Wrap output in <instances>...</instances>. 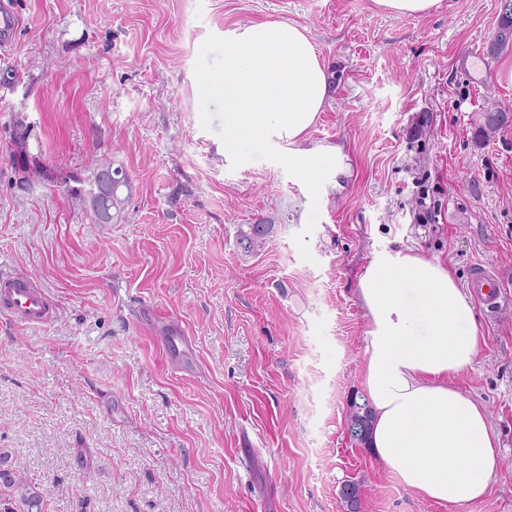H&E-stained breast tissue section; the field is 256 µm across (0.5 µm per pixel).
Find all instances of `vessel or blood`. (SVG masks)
<instances>
[{"label":"vessel or blood","mask_w":512,"mask_h":512,"mask_svg":"<svg viewBox=\"0 0 512 512\" xmlns=\"http://www.w3.org/2000/svg\"><path fill=\"white\" fill-rule=\"evenodd\" d=\"M468 288L490 313L512 305V297L500 274L477 268ZM0 315L22 327H42L52 322L54 308L44 290L33 280L18 276H0Z\"/></svg>","instance_id":"b4317fda"}]
</instances>
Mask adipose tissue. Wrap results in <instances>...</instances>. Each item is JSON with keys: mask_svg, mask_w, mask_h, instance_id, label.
<instances>
[{"mask_svg": "<svg viewBox=\"0 0 512 512\" xmlns=\"http://www.w3.org/2000/svg\"><path fill=\"white\" fill-rule=\"evenodd\" d=\"M210 89L224 106L225 156L241 160L249 148L277 145L284 165L317 180L315 151L298 144L323 107L327 80L303 27L264 21L233 29ZM359 299L372 326L360 377L374 411L375 452L428 500L480 499L499 447L485 408L451 383L482 342L453 271L410 250L383 253L362 274Z\"/></svg>", "mask_w": 512, "mask_h": 512, "instance_id": "adipose-tissue-1", "label": "adipose tissue"}]
</instances>
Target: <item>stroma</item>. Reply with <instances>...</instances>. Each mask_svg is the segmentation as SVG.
Listing matches in <instances>:
<instances>
[{
  "label": "stroma",
  "mask_w": 512,
  "mask_h": 512,
  "mask_svg": "<svg viewBox=\"0 0 512 512\" xmlns=\"http://www.w3.org/2000/svg\"><path fill=\"white\" fill-rule=\"evenodd\" d=\"M4 2L0 267L37 279L57 317L0 316V448L48 512H348L347 480L359 512H512V309L474 302L482 345L453 380L500 448L483 498L418 496L345 426L378 254L512 283V121L483 131L491 106L512 110V47L490 50L499 0L425 16L375 0ZM260 21L304 27L324 66L304 142L317 182L275 147L224 157L207 81L225 32ZM107 161L131 180L129 222L91 221ZM258 222L275 230L243 254ZM247 229L240 228L236 244L246 255H250L263 247L266 239L274 230L271 224H248Z\"/></svg>",
  "instance_id": "obj_1"
}]
</instances>
